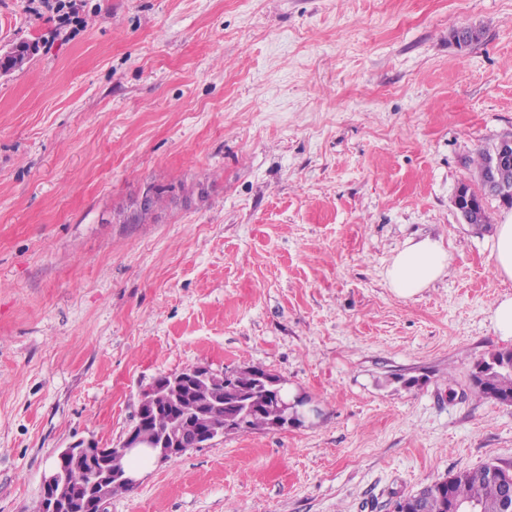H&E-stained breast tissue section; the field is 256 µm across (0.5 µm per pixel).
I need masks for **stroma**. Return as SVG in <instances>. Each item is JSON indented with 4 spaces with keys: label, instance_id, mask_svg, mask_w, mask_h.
Returning a JSON list of instances; mask_svg holds the SVG:
<instances>
[{
    "label": "stroma",
    "instance_id": "35a3bbf8",
    "mask_svg": "<svg viewBox=\"0 0 512 512\" xmlns=\"http://www.w3.org/2000/svg\"><path fill=\"white\" fill-rule=\"evenodd\" d=\"M0 0V512H37L60 449L116 446L192 366H259L317 401L153 463L102 512H393L512 467V404L470 394L511 350L489 309L512 215L463 223L480 151L512 136V0ZM478 27L457 46L452 32ZM172 193L146 224L113 212ZM446 273L412 299L408 239ZM15 43L18 48L17 54L9 58L0 59V68H5L9 72L23 69V66L39 51V46L36 43L32 44L25 40H19ZM473 195L472 190L470 188V185L467 183H461L454 195V206L457 209L458 213L460 214L462 220L466 224H476L474 220V212L477 210L478 215V223L480 225L484 224H490V217L487 214L484 205H483V196L482 194L478 198L477 202L478 204L474 205L472 202ZM492 253L496 273L512 280V215L498 224ZM449 261V253L439 241L411 239L391 258L386 283L396 296L411 299L444 275Z\"/></svg>",
    "mask_w": 512,
    "mask_h": 512
}]
</instances>
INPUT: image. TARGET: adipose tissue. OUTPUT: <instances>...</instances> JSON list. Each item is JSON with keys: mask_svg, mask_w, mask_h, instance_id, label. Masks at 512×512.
<instances>
[{"mask_svg": "<svg viewBox=\"0 0 512 512\" xmlns=\"http://www.w3.org/2000/svg\"><path fill=\"white\" fill-rule=\"evenodd\" d=\"M449 261V253L439 241L409 240L391 258L386 283L396 296L413 298L445 274Z\"/></svg>", "mask_w": 512, "mask_h": 512, "instance_id": "adipose-tissue-1", "label": "adipose tissue"}]
</instances>
